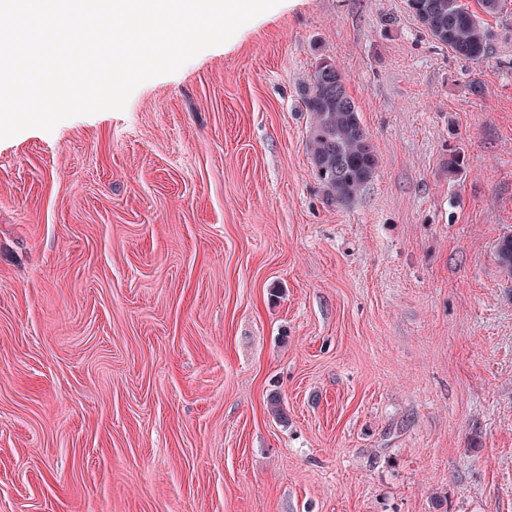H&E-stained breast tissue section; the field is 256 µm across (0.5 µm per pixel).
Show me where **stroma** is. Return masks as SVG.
<instances>
[{"mask_svg":"<svg viewBox=\"0 0 512 512\" xmlns=\"http://www.w3.org/2000/svg\"><path fill=\"white\" fill-rule=\"evenodd\" d=\"M485 27L473 65L297 0L0 140V512H512V0ZM321 54L378 159L347 205ZM347 78L336 62L319 57L302 97L311 115L306 147L328 200L346 205L355 200L376 173L378 161L353 98Z\"/></svg>","mask_w":512,"mask_h":512,"instance_id":"35a3bbf8","label":"stroma"}]
</instances>
